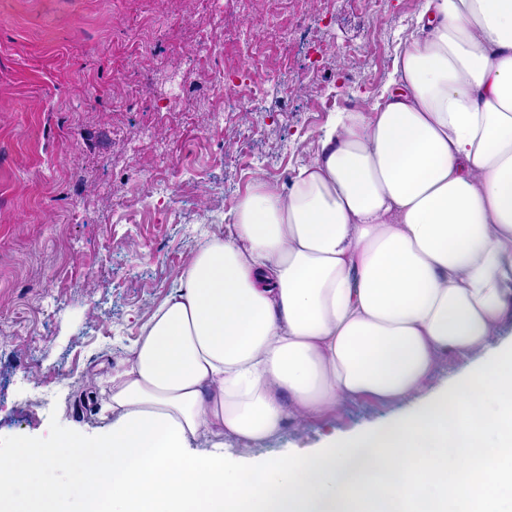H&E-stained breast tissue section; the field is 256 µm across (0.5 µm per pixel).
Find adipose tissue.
Here are the masks:
<instances>
[{
	"label": "adipose tissue",
	"mask_w": 512,
	"mask_h": 512,
	"mask_svg": "<svg viewBox=\"0 0 512 512\" xmlns=\"http://www.w3.org/2000/svg\"><path fill=\"white\" fill-rule=\"evenodd\" d=\"M388 88L334 113L290 188L256 180L104 375L112 436L77 469L90 512H512V0H424ZM413 411L240 464L349 400ZM205 450H198V443ZM38 448L0 457V512H64ZM481 356V353H476L467 358L453 357L441 361L423 389L406 399L392 403H380L370 399L351 401L315 420L286 421L275 435L261 442H227L233 455L241 463L273 461L288 453H308L335 436L338 440L402 416L418 405L425 396L446 386L455 377L467 373Z\"/></svg>",
	"instance_id": "ef3b65f1"
}]
</instances>
